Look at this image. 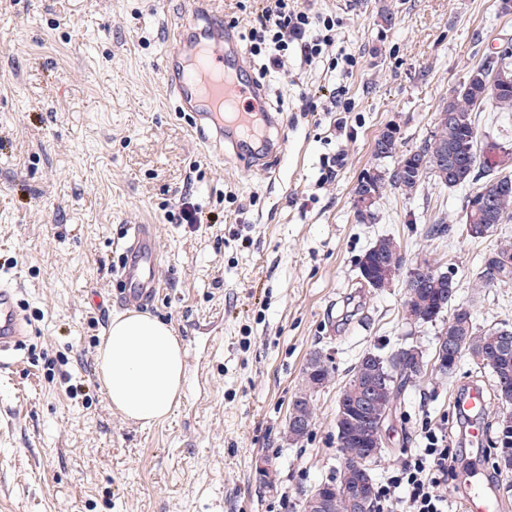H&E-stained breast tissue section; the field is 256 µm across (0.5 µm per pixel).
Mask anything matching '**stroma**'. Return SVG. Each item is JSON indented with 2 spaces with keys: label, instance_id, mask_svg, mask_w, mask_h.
Returning <instances> with one entry per match:
<instances>
[{
  "label": "stroma",
  "instance_id": "35a3bbf8",
  "mask_svg": "<svg viewBox=\"0 0 512 512\" xmlns=\"http://www.w3.org/2000/svg\"><path fill=\"white\" fill-rule=\"evenodd\" d=\"M185 2L0 0V279L16 284L31 321L0 367V512H300L342 466L336 406L359 356L412 345L432 359L448 323L404 321L405 275L364 286L357 263L380 237L401 244L407 265L424 259L452 273L478 327H512V284L476 285L512 223L469 237L464 190L430 179L414 198L385 196L375 223H357L353 210L358 179L379 163V134L396 126L403 152L428 138L442 99L512 41V10L501 0H308L342 24L321 62L292 56L264 73L244 58L287 145L260 171L199 142L165 89L167 26ZM263 7L211 0L243 37ZM333 97L334 133L304 110ZM476 127L483 148L512 150V112L484 109ZM338 153L335 178L319 184ZM187 192L212 218L195 232L169 218ZM441 216L453 232L427 237ZM129 224L153 225L160 252L162 288L145 312L187 348L182 402L150 428L113 410L96 370L122 312L117 242ZM316 353L334 377L313 396L309 433L292 441L290 404ZM474 383L493 379L465 358L401 393L375 480L424 447V428L442 427L457 456L454 512H466L478 470L499 512H512V472L499 470L491 443L456 431L455 399Z\"/></svg>",
  "mask_w": 512,
  "mask_h": 512
}]
</instances>
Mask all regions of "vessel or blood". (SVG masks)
I'll use <instances>...</instances> for the list:
<instances>
[{
    "mask_svg": "<svg viewBox=\"0 0 512 512\" xmlns=\"http://www.w3.org/2000/svg\"><path fill=\"white\" fill-rule=\"evenodd\" d=\"M209 0H188V7L171 25V46L166 52L161 76L173 96L178 113L197 131L208 133L209 147L237 148L239 141L255 142L250 164L265 169L272 150L268 114L252 113L240 106L242 98L265 99L266 89L234 74L241 54L236 35L225 28L221 16L207 7ZM122 245L120 302L140 307L152 301L160 287L156 235L153 225L134 224ZM12 282L0 280V362H5L28 333V322L16 299ZM488 402L481 388L474 387L458 403L472 421L476 442L485 437ZM498 501L487 480H473L466 500L467 512H495Z\"/></svg>",
    "mask_w": 512,
    "mask_h": 512,
    "instance_id": "vessel-or-blood-1",
    "label": "vessel or blood"
}]
</instances>
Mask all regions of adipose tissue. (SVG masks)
Returning a JSON list of instances; mask_svg holds the SVG:
<instances>
[{"mask_svg":"<svg viewBox=\"0 0 512 512\" xmlns=\"http://www.w3.org/2000/svg\"><path fill=\"white\" fill-rule=\"evenodd\" d=\"M186 349L168 323L129 311L113 317L97 351L99 378L116 412L151 427L183 394Z\"/></svg>","mask_w":512,"mask_h":512,"instance_id":"adipose-tissue-1","label":"adipose tissue"}]
</instances>
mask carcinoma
I'll use <instances>...</instances> for the list:
<instances>
[{
	"label": "carcinoma",
	"mask_w": 512,
	"mask_h": 512,
	"mask_svg": "<svg viewBox=\"0 0 512 512\" xmlns=\"http://www.w3.org/2000/svg\"><path fill=\"white\" fill-rule=\"evenodd\" d=\"M482 83L474 80L470 85H461L448 99L438 105L436 113L450 112L451 118L434 124L431 137L427 138L417 149L396 155L397 141L387 140L388 157L398 156L397 165L385 175L372 178V186L382 198L387 190H397L410 197L420 188L422 182L432 177L447 188L471 186L469 194L464 197L465 223L467 224H509L512 222V163L498 159L490 160L483 156L484 149L479 147L478 133L473 120V113L482 106H489L496 112H512V82L499 89L490 100L480 98ZM446 154L456 160V174L450 180H444L433 170L441 168L434 157ZM485 190L490 196L488 205L474 207L470 205V194ZM376 254L386 266H401L403 251L399 242L390 236L377 239L374 243ZM497 257L508 262L501 267L499 274L493 275L481 270L477 276V285L481 288L493 284L512 283V240L500 241L492 250ZM451 276L444 278L435 275L428 278L425 288L421 289L419 322L432 323L443 314H448L454 321V327L463 338V353L470 356L480 370L490 372L494 382L495 398L499 404L498 417L512 413V352L500 350L499 327L481 329L473 320L469 306L457 300L456 283L449 282ZM333 368L327 361H322L319 373L304 376V389L292 401V406L299 409L308 422H313L314 407L312 395L331 382ZM382 376L377 372L375 360L363 354L354 368L341 393L346 400L360 398L363 390L381 384ZM339 451L346 462L366 460L372 464L375 457L367 442L377 434V423L368 418L361 421L336 423ZM329 512H354L350 501V488H343L332 495Z\"/></svg>",
	"instance_id": "cac0c4a2"
}]
</instances>
